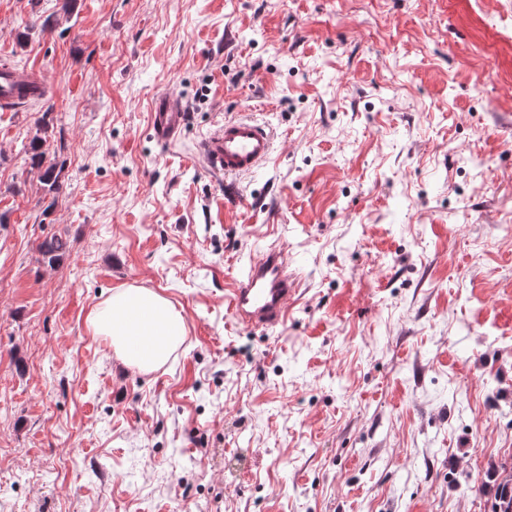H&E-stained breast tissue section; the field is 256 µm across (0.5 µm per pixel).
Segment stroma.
Returning a JSON list of instances; mask_svg holds the SVG:
<instances>
[{
	"label": "stroma",
	"instance_id": "obj_1",
	"mask_svg": "<svg viewBox=\"0 0 512 512\" xmlns=\"http://www.w3.org/2000/svg\"><path fill=\"white\" fill-rule=\"evenodd\" d=\"M0 512H490L512 466V0H0ZM181 98L180 135L149 128ZM277 132L224 179V119ZM48 118L53 202L25 152ZM68 242L43 262L49 236ZM288 252V319L224 294ZM149 288L150 373L87 318ZM185 123V108L182 102L170 95L155 98L151 112V130L154 137L167 142L175 137ZM88 323L126 365L148 373L163 364L183 340V318L149 288H123L94 308Z\"/></svg>",
	"mask_w": 512,
	"mask_h": 512
}]
</instances>
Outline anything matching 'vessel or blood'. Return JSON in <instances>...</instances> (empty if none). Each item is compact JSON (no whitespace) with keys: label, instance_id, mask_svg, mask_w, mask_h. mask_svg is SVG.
<instances>
[{"label":"vessel or blood","instance_id":"1","mask_svg":"<svg viewBox=\"0 0 512 512\" xmlns=\"http://www.w3.org/2000/svg\"><path fill=\"white\" fill-rule=\"evenodd\" d=\"M185 123L182 102L170 95L155 98L151 130L162 142L170 141ZM273 134L245 117L229 118L198 145L208 170L215 174H249L271 155ZM295 275L288 269L283 248L270 246L253 256L233 281L225 299L228 310L244 328L273 327L288 316V300L295 293Z\"/></svg>","mask_w":512,"mask_h":512}]
</instances>
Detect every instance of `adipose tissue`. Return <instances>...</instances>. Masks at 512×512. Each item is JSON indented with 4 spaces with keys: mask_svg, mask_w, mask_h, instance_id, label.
<instances>
[{
    "mask_svg": "<svg viewBox=\"0 0 512 512\" xmlns=\"http://www.w3.org/2000/svg\"><path fill=\"white\" fill-rule=\"evenodd\" d=\"M88 323L126 365L148 373L163 364L183 340V318L149 288H123L94 308Z\"/></svg>",
    "mask_w": 512,
    "mask_h": 512,
    "instance_id": "adipose-tissue-1",
    "label": "adipose tissue"
}]
</instances>
